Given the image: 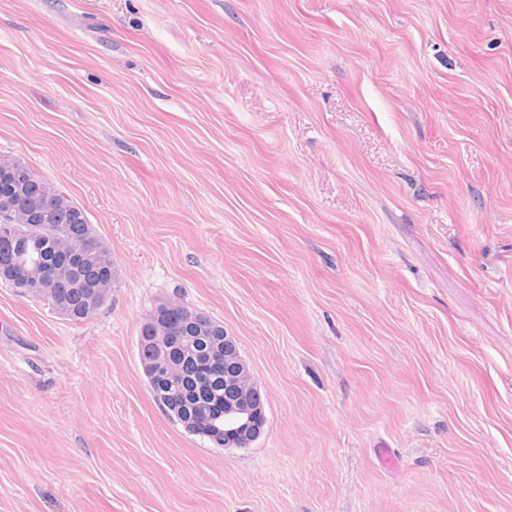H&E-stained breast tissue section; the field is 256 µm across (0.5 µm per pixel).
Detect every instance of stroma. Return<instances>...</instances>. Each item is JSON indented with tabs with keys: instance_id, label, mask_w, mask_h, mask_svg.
Masks as SVG:
<instances>
[{
	"instance_id": "obj_1",
	"label": "stroma",
	"mask_w": 512,
	"mask_h": 512,
	"mask_svg": "<svg viewBox=\"0 0 512 512\" xmlns=\"http://www.w3.org/2000/svg\"><path fill=\"white\" fill-rule=\"evenodd\" d=\"M0 154L118 270L77 323L0 282V512H512V0H0ZM162 300L250 447L154 401ZM16 162L22 163L27 168L29 178H30V184L33 186L34 189L39 190L42 193L45 192V193L51 194L53 199L58 204H61L63 206H66V207H69L71 205L77 206L67 195H65V193H63L57 187H55L50 182H48V180H46L45 178H43V177L39 176L37 173H35L29 166H27L23 161H21V159H19L17 157L9 156V155L0 156V165L1 164L9 165V164L16 163ZM78 208H80V207H78ZM81 211H82V217H83V222L81 224H89L84 211L82 209H81ZM89 225L91 226V224H89ZM166 309L178 310V318L170 322L165 316ZM219 330L223 327L203 311L166 304L159 306L155 315L146 320L139 334L149 357L146 365L152 366L157 385L166 387L171 384L169 391L161 393L168 404L167 408L164 406L166 411L171 406H176L177 410L187 406L184 370L196 369L191 360L185 363L184 370L174 362L170 357L173 348H180L184 356L195 362L203 361L210 366L224 364V372L216 374L206 393L202 392L211 402L220 404L224 401L223 412H213L214 403L199 401L194 404V414L190 412V417L183 422L187 426L204 425L205 434L217 446L247 448L263 433L265 397L240 354L236 337L224 329V341L200 349L204 336H190L197 331L201 334Z\"/></svg>"
}]
</instances>
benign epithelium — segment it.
I'll list each match as a JSON object with an SVG mask.
<instances>
[{
  "mask_svg": "<svg viewBox=\"0 0 512 512\" xmlns=\"http://www.w3.org/2000/svg\"><path fill=\"white\" fill-rule=\"evenodd\" d=\"M15 193L0 198V224L7 225L13 235L29 237L28 224L43 229L49 225L72 228L79 218L57 206L48 195L26 196L22 191V173L9 170ZM83 247L69 251L62 262L41 270L40 250L0 266V279L14 285L28 298L36 297L52 288L67 286L69 274L83 269L86 262L96 259L101 252L99 238L82 229ZM111 287L100 284L89 290L83 302L92 313L104 307L110 299ZM221 331L223 327L207 313L188 307L159 306L155 315L140 328L144 343L146 364L153 368L157 384L171 385L162 393L168 406L181 409L188 404L183 382L184 370L170 357L178 347L184 356L203 361L210 366L224 365V407L213 411L214 404L199 401L194 414L184 421L187 426H205V434L224 448H248L263 433L266 424L265 397L254 380L250 368L242 358L235 336L226 332L224 341L202 348L204 337L195 332Z\"/></svg>",
  "mask_w": 512,
  "mask_h": 512,
  "instance_id": "benign-epithelium-1",
  "label": "benign epithelium"
}]
</instances>
